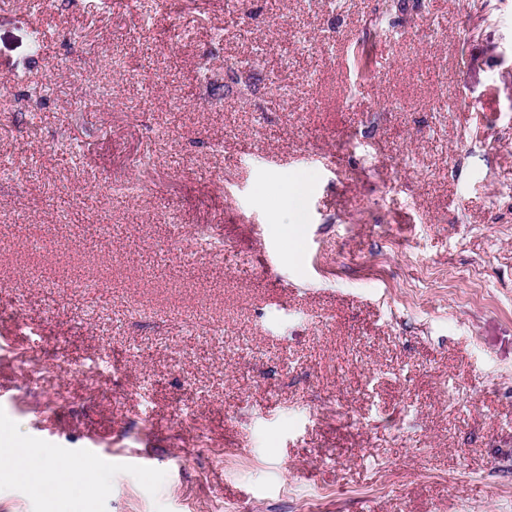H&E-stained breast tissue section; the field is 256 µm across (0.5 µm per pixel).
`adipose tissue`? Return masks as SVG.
<instances>
[{"label": "adipose tissue", "instance_id": "ef3b65f1", "mask_svg": "<svg viewBox=\"0 0 512 512\" xmlns=\"http://www.w3.org/2000/svg\"><path fill=\"white\" fill-rule=\"evenodd\" d=\"M0 470H9L26 481L51 487L56 493L70 492L77 482L72 464L49 448L31 454L17 448H1Z\"/></svg>", "mask_w": 512, "mask_h": 512}]
</instances>
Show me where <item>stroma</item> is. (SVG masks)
<instances>
[{
	"instance_id": "35a3bbf8",
	"label": "stroma",
	"mask_w": 512,
	"mask_h": 512,
	"mask_svg": "<svg viewBox=\"0 0 512 512\" xmlns=\"http://www.w3.org/2000/svg\"><path fill=\"white\" fill-rule=\"evenodd\" d=\"M1 435L96 491L0 512H512V0H0ZM271 180L278 181L281 184L280 196L273 205V213L278 214V216H280L281 213H283V210H287L284 215L286 220L283 224L285 225L283 230V245L287 251H291L293 250L296 242L294 236V229L288 227V196L291 195L290 187L292 185V179L284 180L279 175H274ZM285 186H288V190L285 189ZM283 200L286 201V205L284 206L282 205V203L284 202Z\"/></svg>"
}]
</instances>
